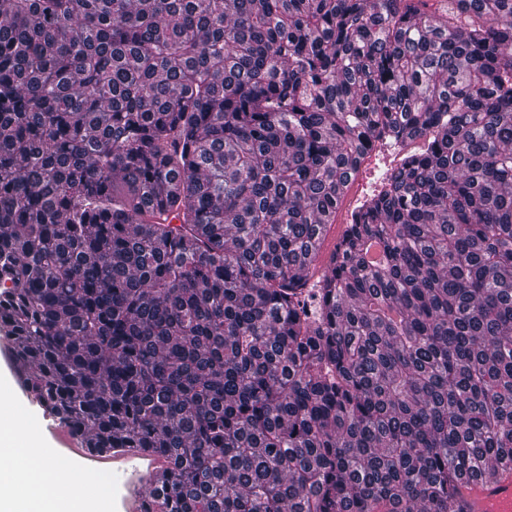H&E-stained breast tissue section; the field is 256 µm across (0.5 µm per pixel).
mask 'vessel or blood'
Masks as SVG:
<instances>
[{
    "instance_id": "vessel-or-blood-1",
    "label": "vessel or blood",
    "mask_w": 512,
    "mask_h": 512,
    "mask_svg": "<svg viewBox=\"0 0 512 512\" xmlns=\"http://www.w3.org/2000/svg\"><path fill=\"white\" fill-rule=\"evenodd\" d=\"M50 453L74 460L87 481L96 486L101 512H142L145 489L165 469L155 453L116 448L107 454H92L68 433L51 446ZM461 495L467 512H512V470L462 487Z\"/></svg>"
}]
</instances>
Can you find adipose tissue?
<instances>
[{"label": "adipose tissue", "mask_w": 512, "mask_h": 512, "mask_svg": "<svg viewBox=\"0 0 512 512\" xmlns=\"http://www.w3.org/2000/svg\"><path fill=\"white\" fill-rule=\"evenodd\" d=\"M9 459L15 474L0 476V512H72L76 501L89 502L83 476L65 471L43 453L37 431L15 418L7 396H0V460ZM53 495H44V488Z\"/></svg>", "instance_id": "1"}]
</instances>
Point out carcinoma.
I'll use <instances>...</instances> for the list:
<instances>
[{
    "mask_svg": "<svg viewBox=\"0 0 512 512\" xmlns=\"http://www.w3.org/2000/svg\"><path fill=\"white\" fill-rule=\"evenodd\" d=\"M423 2L0 0V352L164 458L144 512H463L512 463V0ZM393 148V149H392ZM390 152H389V150ZM413 146L409 144V142H400L394 145L391 148H383L379 147L372 153L366 155L361 163L360 170H365L367 168H370L375 164V161L379 154H383L385 156V159L387 160V163L391 166H396L398 164L399 160L409 151H412ZM350 191H351V184L344 195L341 207L336 212V224H332L327 227V231L325 232V241H324V246H323V250H322V256H320V258L317 262L318 267L322 266V263H323L322 261H323L324 257L327 256L328 253L332 250L334 244L336 243V238L339 235H341L342 231L345 229V226L340 225V224H347V223H338V222L341 220L342 212L348 206L349 202H347V200L349 199Z\"/></svg>",
    "mask_w": 512,
    "mask_h": 512,
    "instance_id": "carcinoma-1",
    "label": "carcinoma"
}]
</instances>
